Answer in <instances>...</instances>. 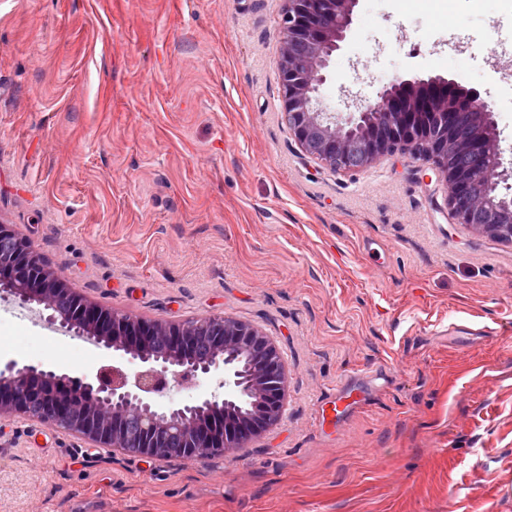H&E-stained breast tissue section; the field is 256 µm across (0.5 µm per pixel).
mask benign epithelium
I'll return each mask as SVG.
<instances>
[{"label":"benign epithelium","instance_id":"7a95c632","mask_svg":"<svg viewBox=\"0 0 512 512\" xmlns=\"http://www.w3.org/2000/svg\"><path fill=\"white\" fill-rule=\"evenodd\" d=\"M279 51L281 112L301 151L337 173L369 168L384 158L410 154L430 164L445 193L452 219L493 241L512 244V192L498 208L481 201L484 183L505 182L503 150L493 108L475 94L476 110L448 109L453 85L441 78L401 80L384 86L375 102L363 104L346 94V114L320 107V88L329 57L339 49L357 0H285ZM484 121L490 141L471 133L472 113ZM0 289L24 303L50 311L49 320L138 366L134 377L119 367L112 378H87L80 391L88 407L72 412L32 393L28 379L35 366L10 362L0 367V416L22 414L82 436L89 443L116 448L146 459H161L179 448V459L206 458L226 448H240L281 417L285 365L277 348L257 328L223 317L184 323H158L88 301L49 269L9 224H0ZM210 336L206 359L188 352L197 337ZM224 375L223 385L246 386L256 397L254 412L222 423L208 413L230 403L212 396L178 407L159 398L174 381L194 385ZM135 420L127 423L124 417Z\"/></svg>","mask_w":512,"mask_h":512}]
</instances>
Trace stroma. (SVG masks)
I'll return each mask as SVG.
<instances>
[{
	"instance_id": "1",
	"label": "stroma",
	"mask_w": 512,
	"mask_h": 512,
	"mask_svg": "<svg viewBox=\"0 0 512 512\" xmlns=\"http://www.w3.org/2000/svg\"><path fill=\"white\" fill-rule=\"evenodd\" d=\"M284 0H0V224L86 298L257 327L287 372L244 448L148 462L0 417V512H512V244L419 163L336 173L280 112ZM501 0H358L322 103L441 76L502 112ZM0 292V365L94 376ZM54 345H45V337ZM357 395L334 428L326 400Z\"/></svg>"
}]
</instances>
